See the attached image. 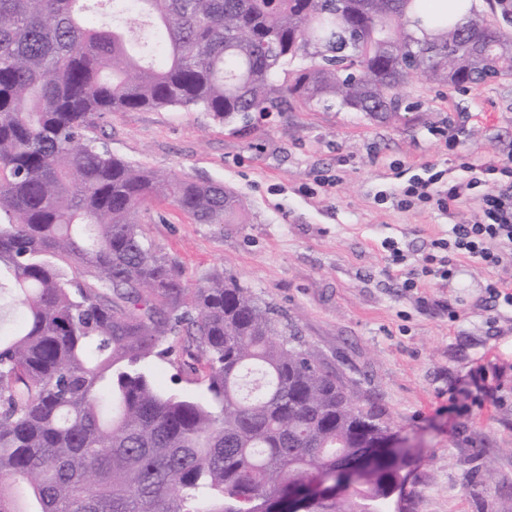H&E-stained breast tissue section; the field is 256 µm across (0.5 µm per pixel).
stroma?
Listing matches in <instances>:
<instances>
[{
    "label": "stroma",
    "instance_id": "obj_1",
    "mask_svg": "<svg viewBox=\"0 0 512 512\" xmlns=\"http://www.w3.org/2000/svg\"><path fill=\"white\" fill-rule=\"evenodd\" d=\"M401 97L407 110L388 122L333 108L225 125L166 108L105 113L91 134L132 164L239 195L241 223L195 224L156 202L141 230L189 283L221 275L250 288L382 410L408 446L404 512H512V309H491L484 290L512 283V265L462 261L451 282L403 286L431 239L479 217L485 188L446 214L379 200L422 166L462 180V163L512 155V77L459 91L416 75ZM388 237L404 265L391 264Z\"/></svg>",
    "mask_w": 512,
    "mask_h": 512
}]
</instances>
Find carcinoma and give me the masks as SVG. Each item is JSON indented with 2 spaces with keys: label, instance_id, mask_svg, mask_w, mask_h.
I'll use <instances>...</instances> for the list:
<instances>
[{
  "label": "carcinoma",
  "instance_id": "carcinoma-1",
  "mask_svg": "<svg viewBox=\"0 0 512 512\" xmlns=\"http://www.w3.org/2000/svg\"><path fill=\"white\" fill-rule=\"evenodd\" d=\"M420 0H0V512H288L353 465L362 487L310 512H381L390 427L232 278L196 286L145 239L154 200L235 224L238 195L135 167L88 136L106 112L339 106L389 121L414 73L512 76L481 15L411 30ZM165 31L130 33L127 16ZM492 45L481 54L469 43ZM181 344L206 393L158 390Z\"/></svg>",
  "mask_w": 512,
  "mask_h": 512
}]
</instances>
